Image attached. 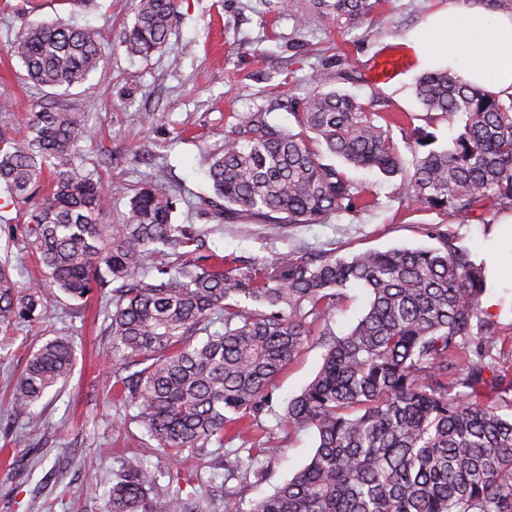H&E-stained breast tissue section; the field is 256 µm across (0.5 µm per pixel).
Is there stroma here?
<instances>
[{
  "mask_svg": "<svg viewBox=\"0 0 512 512\" xmlns=\"http://www.w3.org/2000/svg\"><path fill=\"white\" fill-rule=\"evenodd\" d=\"M276 2L178 0L166 45L144 60L130 57L123 46L134 20L133 0H0V103L19 126L43 108L80 115L89 133L75 164L104 182L112 220L126 214L136 189L149 183L178 197L174 223L210 226L205 202L214 192L206 172L225 133L238 115L258 108L267 110L272 123L295 128L288 101L307 96L311 75H319L325 89L349 91L362 102L376 100L382 113H420L413 93L417 63L386 81L375 78L372 66L446 0H383L380 26L345 36L316 17L298 29ZM59 18L89 28L109 52L105 73L66 91L27 81L20 60L6 53L26 26ZM144 112L157 113V121L140 122ZM349 175L362 189L367 208L275 232L248 221L210 226L208 243L245 265L298 247L341 255L435 248L434 227L444 223L452 243L472 257L491 243L499 254H512V236L492 238L505 212L461 224L450 215L406 209L397 180L357 169ZM368 302L364 288H347L338 309L317 326L347 333ZM105 316L103 300L78 305L61 295L47 309L44 330L22 324L0 335V442L26 439L24 446L10 449L8 464L0 463V512H106L115 475L139 463L157 473L159 492L179 494L195 512H224V453L248 447V440L212 442L177 461L158 451L132 421L131 409L109 398ZM57 336L74 337L77 363L61 392L41 401V424L32 432L26 417L7 410L9 379L33 351ZM325 352L319 338L310 337L276 378L253 436L273 437L279 451L263 461L261 474L242 483L245 500L272 493L313 454L315 434L285 429L283 415L289 399L314 378Z\"/></svg>",
  "mask_w": 512,
  "mask_h": 512,
  "instance_id": "stroma-1",
  "label": "stroma"
}]
</instances>
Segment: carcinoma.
<instances>
[{
  "instance_id": "cac0c4a2",
  "label": "carcinoma",
  "mask_w": 512,
  "mask_h": 512,
  "mask_svg": "<svg viewBox=\"0 0 512 512\" xmlns=\"http://www.w3.org/2000/svg\"><path fill=\"white\" fill-rule=\"evenodd\" d=\"M380 0H281L298 28L317 14L344 33L374 25ZM176 0H135L124 44L147 58L167 40ZM8 52L27 79L68 89L103 69L92 33L59 19L18 32ZM424 115L389 118L342 90L311 93L293 113L295 132L258 108L224 136L208 170L216 197L210 219H246L273 228L314 224L358 208L362 190L345 166L400 178L401 201L415 211L466 223L512 210V94L492 95L457 72L426 70L415 82ZM413 128L412 169L392 127ZM458 124L441 150L426 128ZM87 134L74 112L31 113L24 134L0 113V186L7 203L27 206L8 225L41 277L21 283L0 262V332L42 322L50 289L74 301L105 300L112 336L111 397L136 409L135 422L173 459L241 438L270 399V384L294 357L312 323L340 305L351 285L367 289L366 312L346 334L321 331L326 353L315 378L288 402L290 430L314 431L309 462L273 494L245 502L232 480L270 458V441L224 453L225 512H512V380L484 362L478 336L496 335L483 317L484 267L448 245L366 251L349 257L291 250L247 267L218 254L207 232L172 223L170 194L144 186L127 215L108 220L103 184L74 160ZM340 159L343 165L324 161ZM220 322L223 330L213 331ZM71 336L44 343L16 377L9 405L30 416L70 377ZM157 477L137 465L110 489L109 512H187L156 492Z\"/></svg>"
}]
</instances>
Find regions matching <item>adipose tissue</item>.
<instances>
[{
	"label": "adipose tissue",
	"mask_w": 512,
	"mask_h": 512,
	"mask_svg": "<svg viewBox=\"0 0 512 512\" xmlns=\"http://www.w3.org/2000/svg\"><path fill=\"white\" fill-rule=\"evenodd\" d=\"M420 67H447L492 94H512V12H491L478 0H448L411 30Z\"/></svg>",
	"instance_id": "obj_1"
}]
</instances>
